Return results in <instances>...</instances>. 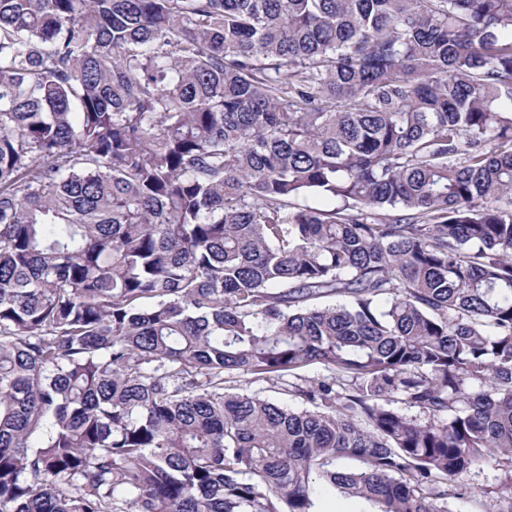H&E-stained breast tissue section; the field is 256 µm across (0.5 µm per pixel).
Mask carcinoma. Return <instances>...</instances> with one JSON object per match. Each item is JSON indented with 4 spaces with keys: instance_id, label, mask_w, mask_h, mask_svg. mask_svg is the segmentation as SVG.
Instances as JSON below:
<instances>
[{
    "instance_id": "obj_1",
    "label": "carcinoma",
    "mask_w": 512,
    "mask_h": 512,
    "mask_svg": "<svg viewBox=\"0 0 512 512\" xmlns=\"http://www.w3.org/2000/svg\"><path fill=\"white\" fill-rule=\"evenodd\" d=\"M489 463L512 512V0H0V512H448ZM226 387H234L247 391H261L263 396L269 397L270 399L288 406L292 409H302L304 405L299 399H295L286 391H284L285 381L274 380L270 382L252 383V379L247 375H230L226 376Z\"/></svg>"
}]
</instances>
